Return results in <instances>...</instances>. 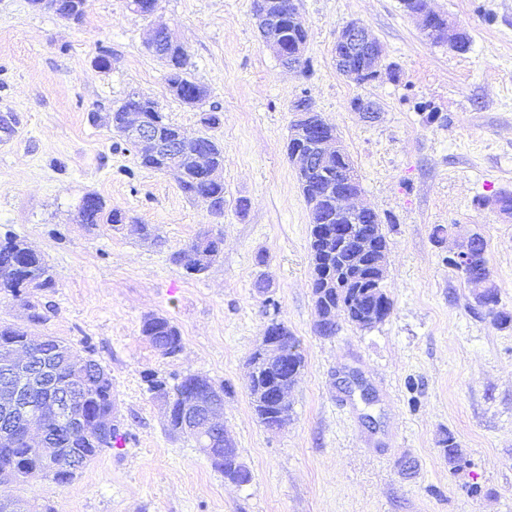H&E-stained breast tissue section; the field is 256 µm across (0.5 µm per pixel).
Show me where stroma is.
<instances>
[{
    "instance_id": "1",
    "label": "stroma",
    "mask_w": 512,
    "mask_h": 512,
    "mask_svg": "<svg viewBox=\"0 0 512 512\" xmlns=\"http://www.w3.org/2000/svg\"><path fill=\"white\" fill-rule=\"evenodd\" d=\"M253 0H89L77 22L0 0V236L24 239L52 266L45 322L0 299V322L92 347L112 376L117 415L131 437L94 459L69 485L33 479L0 488L24 512H512V326L479 306L451 259L458 237L480 233L512 315V215L492 203L512 194V0H432L470 36L467 52L428 40L402 0H298L308 30L306 69L288 71L266 48ZM362 22L385 48L377 76L357 84L335 67L336 36ZM173 28L203 109L183 105L145 41ZM112 66L98 68L100 55ZM154 99L169 119L207 131L224 149V214L187 198L175 179L142 168L134 147L104 121L128 93ZM370 99L374 118L354 110ZM309 99L335 128L387 240L390 316L370 329L337 317L319 335L311 288L310 218L286 153L294 103ZM221 121L203 129L201 111ZM87 193L123 209L119 234L79 224ZM248 201L239 211L240 201ZM156 227L144 242L136 225ZM223 249L202 276L171 256L204 231ZM181 331L178 357L141 333L149 314ZM296 336L305 368L277 432L257 421L247 361L271 320ZM192 372L226 384L224 430L252 472L225 481L193 440L166 430L147 372ZM362 378L365 404L346 392ZM457 440L453 469L438 441Z\"/></svg>"
}]
</instances>
